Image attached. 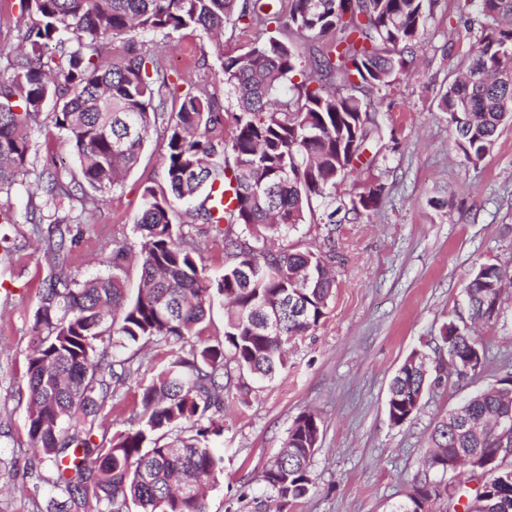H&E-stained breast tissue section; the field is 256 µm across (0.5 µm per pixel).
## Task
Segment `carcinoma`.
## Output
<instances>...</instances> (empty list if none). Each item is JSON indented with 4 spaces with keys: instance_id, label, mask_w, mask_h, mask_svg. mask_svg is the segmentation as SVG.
Listing matches in <instances>:
<instances>
[{
    "instance_id": "carcinoma-1",
    "label": "carcinoma",
    "mask_w": 512,
    "mask_h": 512,
    "mask_svg": "<svg viewBox=\"0 0 512 512\" xmlns=\"http://www.w3.org/2000/svg\"><path fill=\"white\" fill-rule=\"evenodd\" d=\"M437 0H21L36 21L18 28L23 51L0 53L11 71L0 83V195L11 196L30 174L32 128L50 121L99 197L121 184L138 163L150 128H165L167 190L144 187L135 229L141 238L142 274L136 298L127 299L120 271L128 257L112 249V273L82 279L68 264L74 225L54 223L32 233L48 243L52 270L44 281L26 355L28 439L32 455L23 476L48 485L53 512H205L204 486L224 474L214 442L224 433V391L245 377L271 379L284 366L288 340L318 325L336 279L333 256L305 249L267 248L300 224H334L377 208L382 186L338 194L361 182L376 156H368L382 128L367 117L366 91L385 90L407 67L405 55L420 42ZM487 21L472 45L467 72L441 94L439 108L455 126L466 160L487 154L498 127L512 121V0H471ZM247 28L270 26V37L223 62L224 83L238 112L229 140L214 136L224 112L204 88L182 93L162 62L130 43L112 58L103 44L128 32L170 37L200 29L221 35L228 20ZM313 33L325 48L305 59L294 34ZM52 111L45 112L47 105ZM175 111L166 113L167 105ZM209 188L195 209L224 244V273L206 275L194 224L173 222L175 204ZM43 204L73 201L69 184L54 171L38 177ZM306 270V314H286L279 334L264 330L256 308L274 305L288 290V276ZM504 270L483 264L465 287L471 318L498 313ZM229 303L224 340L201 339L211 308ZM448 359L467 373L485 363L486 349L460 322L445 324ZM169 348L171 360L142 388L137 426L111 432L101 414L133 373L137 353H114L140 342ZM440 374L414 368L406 358L388 397L409 391L420 398ZM512 413V384L503 380L470 395L460 431L448 417L430 434V449L459 461L466 452L499 451L491 423ZM173 429L190 436L162 442ZM321 434L313 415L289 430L277 460L261 475L275 512L305 497ZM419 479L413 495L394 512H422L446 500L448 512H465L488 494L490 512H512V469L488 476L482 487Z\"/></svg>"
}]
</instances>
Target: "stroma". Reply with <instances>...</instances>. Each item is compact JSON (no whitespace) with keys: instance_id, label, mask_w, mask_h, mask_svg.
Wrapping results in <instances>:
<instances>
[{"instance_id":"35a3bbf8","label":"stroma","mask_w":512,"mask_h":512,"mask_svg":"<svg viewBox=\"0 0 512 512\" xmlns=\"http://www.w3.org/2000/svg\"><path fill=\"white\" fill-rule=\"evenodd\" d=\"M479 22L470 0H439L407 72L386 95L367 94L382 141L364 180L382 185L381 202L360 219L302 224L290 235L289 245L335 253L336 286L319 324L289 342L286 366L273 380L226 393L218 442L224 476L208 490L206 512H269L260 477L297 418L308 413L322 430L311 465L313 486L288 512H392L415 478L437 477L423 465L434 422L470 393L512 377L511 283L497 318L476 326L486 349L483 371L429 389L405 423L389 420L392 377L412 352L437 359L441 330L462 306L471 273L484 263L512 273V122L472 163L455 147L448 115L438 107L442 91L467 63ZM267 37L230 22L218 42L191 30L169 39L124 34L113 37L111 51L121 56L135 42L158 54L173 75L206 87L224 107L227 138L236 108L222 61ZM31 143L35 169L54 165L64 181L82 184L80 168L52 124L33 128ZM165 153L163 129L154 127L139 163L105 201L84 198L83 233L72 252L81 277L106 273L102 257L124 245L131 258L122 277L128 295H136L140 237L134 225L143 188L165 184ZM9 206L17 225L9 231L12 253L0 260V512H48L49 488H33L20 472L31 454L25 356L49 268L45 255L34 251L26 187L12 193ZM167 358L163 346L142 348L136 371L103 412L107 425L132 427L143 386Z\"/></svg>"}]
</instances>
